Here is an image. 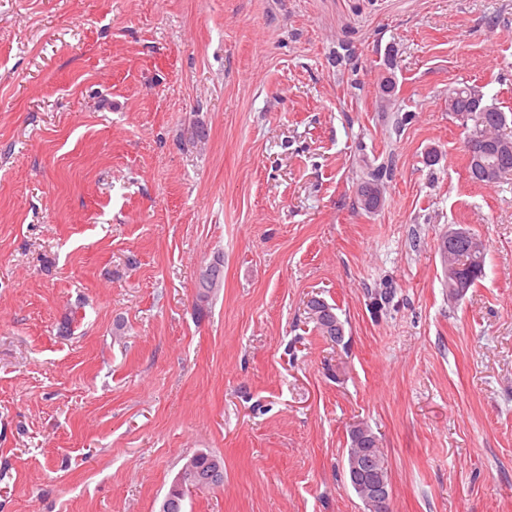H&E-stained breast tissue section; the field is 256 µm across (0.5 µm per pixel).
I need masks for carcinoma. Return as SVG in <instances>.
<instances>
[{
    "label": "carcinoma",
    "instance_id": "cac0c4a2",
    "mask_svg": "<svg viewBox=\"0 0 512 512\" xmlns=\"http://www.w3.org/2000/svg\"><path fill=\"white\" fill-rule=\"evenodd\" d=\"M448 97L452 98L454 108L458 112H468L471 109V101L468 94V86H455L448 91ZM488 111L476 113L474 131H482L487 135L496 138L512 140V130H508V116L496 106L487 105ZM484 166L495 168L499 171L512 173V150L506 152L491 153L483 158ZM482 166V167H484ZM480 166H467L470 179L475 183L488 184L483 176ZM389 178L391 168L386 164H380L367 172L366 178L358 185L356 190L358 205L367 212L379 208L380 200L377 193ZM439 254L448 284V295L465 293L482 275L485 263V247L475 248L471 242L463 236L451 238L443 236L439 246ZM223 279V269L220 262L209 264L202 271L196 288V300L198 310H204L212 297L220 288ZM325 301L320 298H313L307 303V319L314 324V328L322 337L336 335V318L323 312ZM350 448L348 449L345 467L352 466L355 449L376 448L379 439L372 430L358 424L350 430ZM370 469L375 475L381 477L385 483H390L388 473L387 456L378 451L373 454Z\"/></svg>",
    "mask_w": 512,
    "mask_h": 512
}]
</instances>
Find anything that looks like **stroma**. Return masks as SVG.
I'll use <instances>...</instances> for the list:
<instances>
[{
    "mask_svg": "<svg viewBox=\"0 0 512 512\" xmlns=\"http://www.w3.org/2000/svg\"><path fill=\"white\" fill-rule=\"evenodd\" d=\"M462 83L512 114V0H0V512H158L202 451L185 512H366L360 423L394 512H512V176L470 180ZM391 178V168L388 164H380L367 172L366 178L358 185L356 190L357 203L366 212L377 210L381 204L378 195L382 187ZM446 234L442 237L438 249L448 284V296L466 294L469 288L482 275L485 263V247L479 237L470 232L463 234L475 245L463 236L450 238ZM222 279L223 269L220 261L209 264L202 271L196 285L198 310H204V307L209 304L218 288H220ZM325 303L330 306L331 311L334 313V317L329 316L323 312V309L326 306ZM306 307L307 319H309V322H312L314 324V328L318 331L319 335L325 338L326 340L327 336H336V317L337 323L340 324L344 329L342 322L336 315V312H334L336 308L333 307V305L327 303L326 301L320 298L314 297L307 303ZM344 337L345 336L343 335L342 332V336H336V342H330L335 343L336 345H340L343 343ZM350 448L348 449L345 467L346 470L352 466L355 448H379V439L366 425L358 424L350 430ZM193 456H196L197 467L200 469L202 475H205L207 471L211 469L213 461H219L222 465L220 457L209 452H199ZM220 464L217 463L216 467L210 471L207 476H200L196 473L193 460H188L181 469L171 489L185 485L188 482H194L199 486L208 488L220 486L224 478Z\"/></svg>",
    "mask_w": 512,
    "mask_h": 512,
    "instance_id": "1",
    "label": "stroma"
}]
</instances>
